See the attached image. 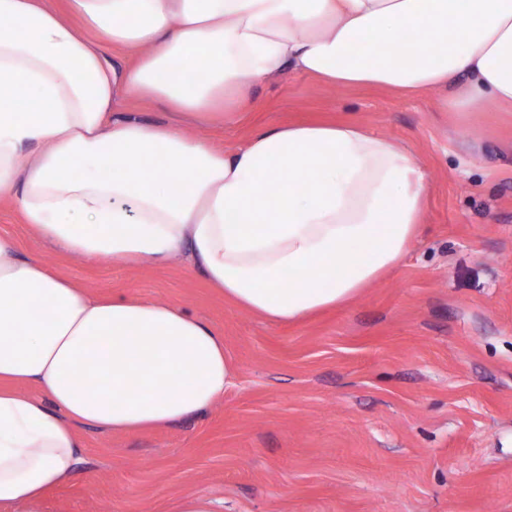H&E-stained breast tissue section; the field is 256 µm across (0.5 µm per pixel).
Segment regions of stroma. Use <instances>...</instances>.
Listing matches in <instances>:
<instances>
[{
  "label": "stroma",
  "mask_w": 512,
  "mask_h": 512,
  "mask_svg": "<svg viewBox=\"0 0 512 512\" xmlns=\"http://www.w3.org/2000/svg\"><path fill=\"white\" fill-rule=\"evenodd\" d=\"M441 92L330 88L285 70L232 122H190L219 149L257 128L352 122L403 143L430 175L422 232L349 304L273 324L179 254L163 267L90 262L37 240L0 203V233L75 287L168 302L224 338L235 382L202 413L146 431L80 430L76 478L42 512H512V112L462 122ZM114 112L178 116L143 97Z\"/></svg>",
  "instance_id": "obj_1"
}]
</instances>
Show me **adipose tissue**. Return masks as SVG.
Masks as SVG:
<instances>
[{"instance_id":"obj_1","label":"adipose tissue","mask_w":512,"mask_h":512,"mask_svg":"<svg viewBox=\"0 0 512 512\" xmlns=\"http://www.w3.org/2000/svg\"><path fill=\"white\" fill-rule=\"evenodd\" d=\"M0 0V200L79 258L191 266L273 323L347 304L417 237L430 175L352 123L186 133L291 69L328 87H450L446 112L512 107V0ZM134 54L115 71L110 51ZM181 122L112 115L115 90ZM234 378L224 338L168 303L90 296L0 235V506L41 512L77 473L79 427L143 430Z\"/></svg>"}]
</instances>
